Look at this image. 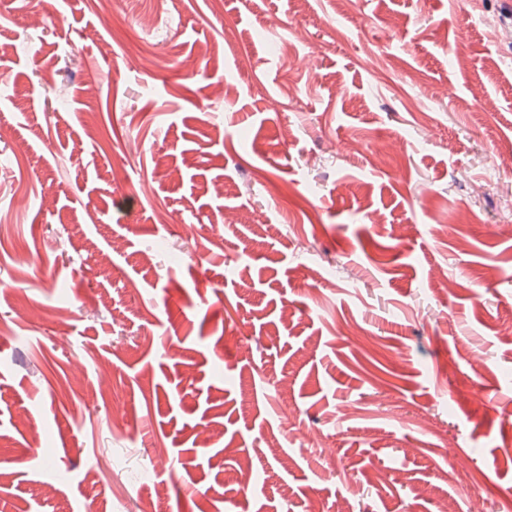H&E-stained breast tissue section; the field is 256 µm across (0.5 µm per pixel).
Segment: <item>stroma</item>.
<instances>
[{
    "mask_svg": "<svg viewBox=\"0 0 512 512\" xmlns=\"http://www.w3.org/2000/svg\"><path fill=\"white\" fill-rule=\"evenodd\" d=\"M510 24L0 0V512H502Z\"/></svg>",
    "mask_w": 512,
    "mask_h": 512,
    "instance_id": "stroma-1",
    "label": "stroma"
}]
</instances>
